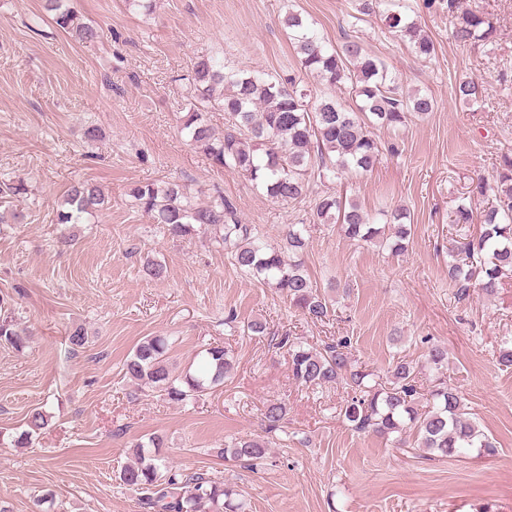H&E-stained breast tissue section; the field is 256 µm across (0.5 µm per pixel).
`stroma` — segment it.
Returning <instances> with one entry per match:
<instances>
[{
  "instance_id": "obj_1",
  "label": "stroma",
  "mask_w": 512,
  "mask_h": 512,
  "mask_svg": "<svg viewBox=\"0 0 512 512\" xmlns=\"http://www.w3.org/2000/svg\"><path fill=\"white\" fill-rule=\"evenodd\" d=\"M433 40L417 56L378 16L355 20L358 0H155L143 15L126 0H70L97 39L75 42L54 28L46 0H0V173L23 178L30 193L0 204L21 223H0V308L31 331L28 347L0 342V507L35 512H144L119 478L135 443L162 436L174 468L205 470L243 490L249 512H512V369L498 363L512 339V273L493 295L460 302L448 278L450 223L458 201L476 195V174H494L512 152V0H476L493 19L492 44L460 47L450 38L447 0H409ZM312 20L326 41L351 39L382 58L403 89L433 96V112L382 130L383 153L370 172L325 184L371 212L402 205L411 214L407 251L395 255L312 227L305 268L334 301L332 324L312 323L288 300L236 269L219 245L199 235L174 239L143 215L130 185L176 181L201 204L230 199L244 223L269 242L306 221V205H284L242 175L211 164L187 144L182 77L209 53L252 70L300 73L284 18ZM482 82L471 106L455 96L459 78ZM98 127L99 140L85 139ZM103 190V210L82 224H60L71 184ZM165 269L155 279L149 261ZM315 344L346 336L359 364L389 381L397 358L418 365L428 390L457 388L492 449L464 458L410 452L352 429L339 414L345 386L296 383L288 355L249 326ZM88 338L71 348L68 332ZM169 337L171 361L186 365L220 343L236 359L232 378L186 406L137 391L123 372L146 336ZM448 352L442 371L428 347ZM288 404V424L267 466L249 471L217 448L264 433L263 405ZM49 425L29 444L10 441L32 409Z\"/></svg>"
}]
</instances>
